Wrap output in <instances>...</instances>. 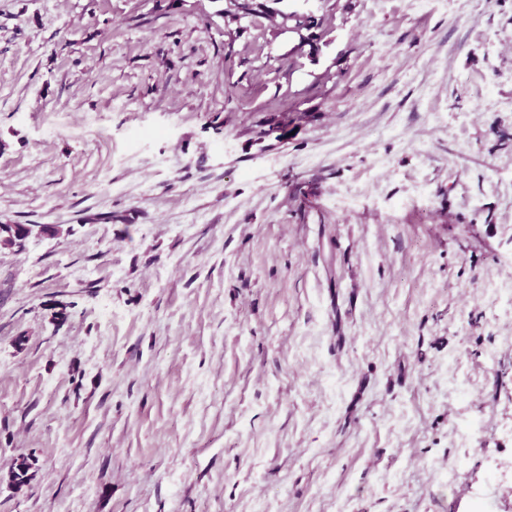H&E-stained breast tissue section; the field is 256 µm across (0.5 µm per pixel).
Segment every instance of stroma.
Listing matches in <instances>:
<instances>
[{
  "mask_svg": "<svg viewBox=\"0 0 512 512\" xmlns=\"http://www.w3.org/2000/svg\"><path fill=\"white\" fill-rule=\"evenodd\" d=\"M251 4L0 0V221L66 229L0 248V512H471L512 459V0ZM33 468V462L30 457L20 455L13 460L9 470L8 486L14 492H19L27 486L34 474L30 472Z\"/></svg>",
  "mask_w": 512,
  "mask_h": 512,
  "instance_id": "35a3bbf8",
  "label": "stroma"
}]
</instances>
